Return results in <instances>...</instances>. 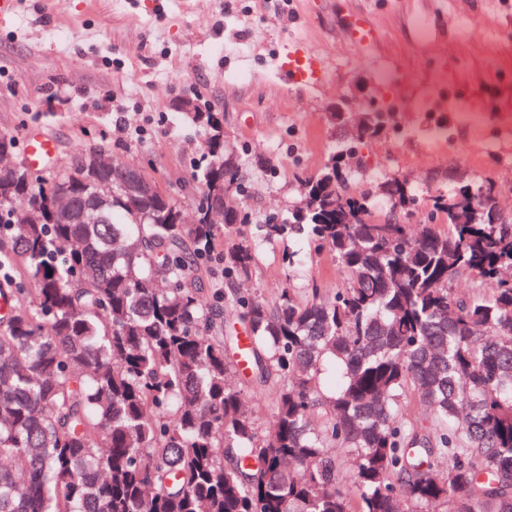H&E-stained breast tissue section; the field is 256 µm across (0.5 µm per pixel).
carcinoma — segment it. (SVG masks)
<instances>
[{
    "instance_id": "1",
    "label": "carcinoma",
    "mask_w": 512,
    "mask_h": 512,
    "mask_svg": "<svg viewBox=\"0 0 512 512\" xmlns=\"http://www.w3.org/2000/svg\"><path fill=\"white\" fill-rule=\"evenodd\" d=\"M211 161L202 194L237 189L218 112H191ZM390 124L366 112L358 139ZM333 154L300 180L302 200L258 238L224 250V281L251 278L258 248L329 251L348 274L330 292L284 287L267 300L213 294L211 245L235 224L178 220L175 202L115 187L101 224H54L76 175H0V512H512V218L497 184L459 182L428 200L393 179L389 209ZM37 205L39 223L13 207ZM426 204L418 230L405 220ZM446 224L441 231L437 225ZM36 284L29 304L27 281ZM467 282L464 296L456 288ZM246 325L251 385L274 393L259 431L222 336ZM415 402L430 426L406 416ZM334 448L354 455V491Z\"/></svg>"
}]
</instances>
